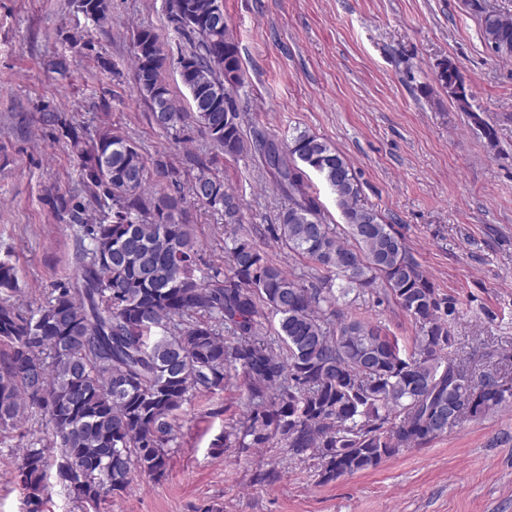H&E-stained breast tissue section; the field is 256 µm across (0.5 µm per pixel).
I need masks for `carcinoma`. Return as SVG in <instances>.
<instances>
[{
	"label": "carcinoma",
	"mask_w": 512,
	"mask_h": 512,
	"mask_svg": "<svg viewBox=\"0 0 512 512\" xmlns=\"http://www.w3.org/2000/svg\"><path fill=\"white\" fill-rule=\"evenodd\" d=\"M165 5L170 27L189 46L175 62L189 109L165 79L158 36L142 29L132 46L133 80L149 121L166 131L192 122L225 156L253 148L288 198L264 234L348 287L337 294L328 277L307 285L238 237L224 247L227 266L204 261L178 181L147 192L149 171L128 137L110 126L87 134L54 117L78 158L84 193L82 200L53 198L54 211L76 226L72 274L24 308L11 301L16 267L0 260V431L21 428L25 412L38 409L51 442L29 443L16 461L31 512H38L53 467L73 498L92 508L126 494L136 475L161 479L176 412L199 395L224 393L233 375L246 382L247 394L224 446L280 441L297 460H317L320 484L374 470L512 403V385L502 388V377L476 378L448 357L455 304L435 288L405 238L361 202L341 152L306 130L284 146L264 138L247 146L231 94L242 83L239 48L221 0ZM72 6L99 27L111 18V0ZM479 13L485 46L511 58L512 16ZM435 78L496 145L497 131L473 109L457 63L442 60ZM194 166L188 195L223 213L224 223H240L238 196L206 162ZM313 174L335 195L352 243L324 222ZM380 284V302L394 303L415 323L410 349L372 321L340 318L334 309L349 292ZM266 310L278 317L274 336L264 329Z\"/></svg>",
	"instance_id": "1"
}]
</instances>
